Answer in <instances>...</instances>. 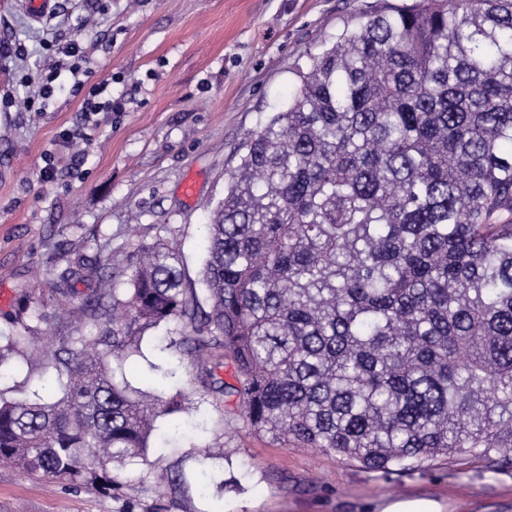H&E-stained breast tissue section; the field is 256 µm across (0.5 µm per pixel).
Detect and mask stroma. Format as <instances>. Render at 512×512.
Listing matches in <instances>:
<instances>
[{
	"mask_svg": "<svg viewBox=\"0 0 512 512\" xmlns=\"http://www.w3.org/2000/svg\"><path fill=\"white\" fill-rule=\"evenodd\" d=\"M384 0H58L35 22L0 0V38L24 56L0 68V336L71 335L75 324L52 319L55 282L35 281L59 254L105 255L123 270L136 240L173 239L186 287L200 285L202 226L224 196L249 131L288 101L296 71ZM79 39L89 49L91 83L134 97L128 111L100 114L83 152L58 135L82 121L83 92L70 79L71 57L43 39ZM60 73L44 111L18 103L41 70ZM53 151L57 176L40 178ZM195 178L194 198L181 186ZM31 297L20 314L21 292ZM182 323L148 328L140 351L112 364L117 384L165 397L181 393L179 433L158 417L147 463L126 468L127 482L109 497L66 482H45L0 466V512H119L164 503L169 512H377L381 500L429 496L444 512H512V467L486 471L458 456L392 478L316 448L271 444L226 414L186 353ZM0 391L59 398L42 348L22 344L0 361Z\"/></svg>",
	"mask_w": 512,
	"mask_h": 512,
	"instance_id": "1",
	"label": "stroma"
}]
</instances>
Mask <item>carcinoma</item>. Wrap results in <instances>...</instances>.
Segmentation results:
<instances>
[{
  "mask_svg": "<svg viewBox=\"0 0 512 512\" xmlns=\"http://www.w3.org/2000/svg\"><path fill=\"white\" fill-rule=\"evenodd\" d=\"M299 78L204 224L205 301L163 240L112 274L60 256L59 305L83 318L48 344L63 397L0 391L1 466L120 488L182 402L131 397L109 363L171 320L273 443L386 476L512 465V0L383 8Z\"/></svg>",
  "mask_w": 512,
  "mask_h": 512,
  "instance_id": "obj_1",
  "label": "carcinoma"
}]
</instances>
